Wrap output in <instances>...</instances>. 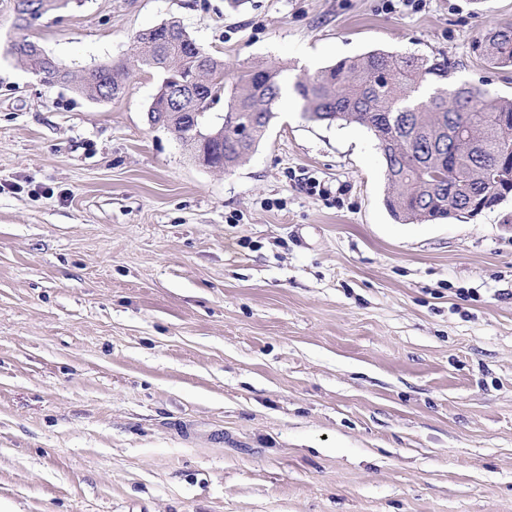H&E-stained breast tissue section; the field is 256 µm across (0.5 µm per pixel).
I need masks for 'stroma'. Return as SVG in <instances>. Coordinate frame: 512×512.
Segmentation results:
<instances>
[{"instance_id":"1","label":"stroma","mask_w":512,"mask_h":512,"mask_svg":"<svg viewBox=\"0 0 512 512\" xmlns=\"http://www.w3.org/2000/svg\"><path fill=\"white\" fill-rule=\"evenodd\" d=\"M171 18L230 86L383 49L512 98L475 49L512 0H84L33 34L77 73ZM19 35L0 0V512H512V195L397 223L374 133L293 94L201 166L156 72L91 101Z\"/></svg>"}]
</instances>
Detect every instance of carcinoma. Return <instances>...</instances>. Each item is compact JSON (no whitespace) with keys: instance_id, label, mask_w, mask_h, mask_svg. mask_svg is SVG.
Segmentation results:
<instances>
[{"instance_id":"carcinoma-1","label":"carcinoma","mask_w":512,"mask_h":512,"mask_svg":"<svg viewBox=\"0 0 512 512\" xmlns=\"http://www.w3.org/2000/svg\"><path fill=\"white\" fill-rule=\"evenodd\" d=\"M73 2L80 6L83 0H14L15 28L28 30L49 11ZM476 49L490 63L512 67V26L490 30ZM8 51L43 82L67 85L91 100L106 85L112 97L123 95L135 69H152L162 80L196 75V95L176 109L155 97L148 111L186 143L194 140V131L183 113L205 117L216 99L228 95L224 121L210 129L223 136L226 172L255 152L284 89L279 66L249 68L235 86L226 87L224 61L173 18L137 34L127 58L96 64L78 77L25 35ZM448 73V62L434 57L370 52L293 85L309 120L355 123L374 132L384 161L386 206L404 224L490 209L512 193V99L450 84Z\"/></svg>"}]
</instances>
